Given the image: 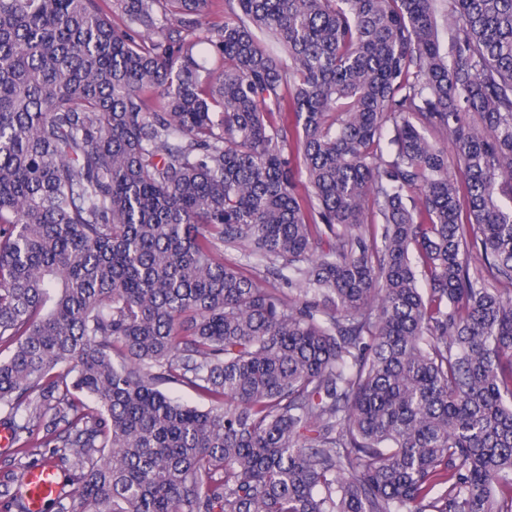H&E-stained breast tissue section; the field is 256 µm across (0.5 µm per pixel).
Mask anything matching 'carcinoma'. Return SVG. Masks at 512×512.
<instances>
[{"instance_id":"1","label":"carcinoma","mask_w":512,"mask_h":512,"mask_svg":"<svg viewBox=\"0 0 512 512\" xmlns=\"http://www.w3.org/2000/svg\"><path fill=\"white\" fill-rule=\"evenodd\" d=\"M108 2L0 0V512H512V0ZM29 484L28 506L30 512H40L42 504L54 498L59 488L55 471L47 465L36 468L31 472Z\"/></svg>"}]
</instances>
